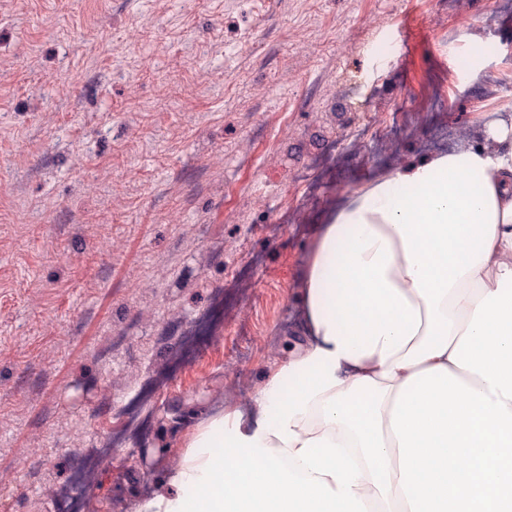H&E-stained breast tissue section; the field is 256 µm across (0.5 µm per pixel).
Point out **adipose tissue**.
I'll return each mask as SVG.
<instances>
[{
  "label": "adipose tissue",
  "mask_w": 512,
  "mask_h": 512,
  "mask_svg": "<svg viewBox=\"0 0 512 512\" xmlns=\"http://www.w3.org/2000/svg\"><path fill=\"white\" fill-rule=\"evenodd\" d=\"M346 193L299 337L135 512H512V113Z\"/></svg>",
  "instance_id": "1"
}]
</instances>
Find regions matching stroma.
Returning <instances> with one entry per match:
<instances>
[{
  "label": "stroma",
  "mask_w": 512,
  "mask_h": 512,
  "mask_svg": "<svg viewBox=\"0 0 512 512\" xmlns=\"http://www.w3.org/2000/svg\"><path fill=\"white\" fill-rule=\"evenodd\" d=\"M1 70L0 512H133L287 356L392 111L405 163L512 102V0H0Z\"/></svg>",
  "instance_id": "stroma-1"
}]
</instances>
